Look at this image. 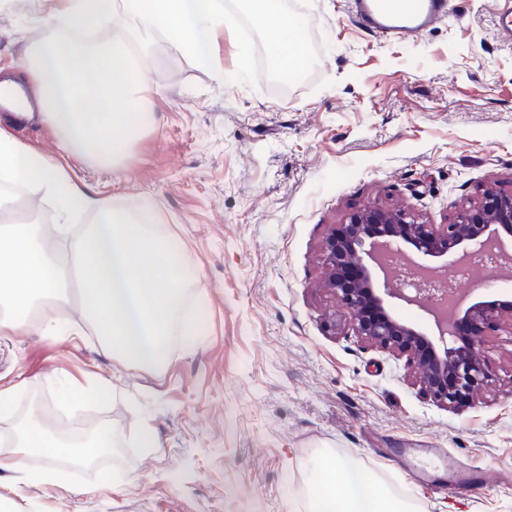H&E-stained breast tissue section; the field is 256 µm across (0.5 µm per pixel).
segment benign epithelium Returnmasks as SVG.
Returning a JSON list of instances; mask_svg holds the SVG:
<instances>
[{
	"mask_svg": "<svg viewBox=\"0 0 512 512\" xmlns=\"http://www.w3.org/2000/svg\"><path fill=\"white\" fill-rule=\"evenodd\" d=\"M512 239V191L484 189L447 224H426L402 209L371 203L348 215L323 247L327 288L349 310L353 329L370 344L406 358L421 391L460 411L474 405V395L493 383L479 336L512 319V303L478 301L456 304L443 313L430 280L475 254L504 257L503 237ZM406 246L417 254L442 258L438 265H415V295L393 288L396 277L382 256ZM415 305L430 315L437 339L399 318L394 302Z\"/></svg>",
	"mask_w": 512,
	"mask_h": 512,
	"instance_id": "7a95c632",
	"label": "benign epithelium"
}]
</instances>
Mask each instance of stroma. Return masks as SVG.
I'll use <instances>...</instances> for the list:
<instances>
[{
	"instance_id": "1",
	"label": "stroma",
	"mask_w": 512,
	"mask_h": 512,
	"mask_svg": "<svg viewBox=\"0 0 512 512\" xmlns=\"http://www.w3.org/2000/svg\"><path fill=\"white\" fill-rule=\"evenodd\" d=\"M218 64L156 34L140 63L154 120L120 167L66 155L61 134L0 112L21 142L66 158L116 205L147 201L157 232L192 262L168 363L136 369L81 336L0 337V452L37 414L111 428L112 450L58 485L23 487L13 512H307L313 467L338 456L417 512H512V335L489 333L494 374L457 413L424 396L404 358L372 346L323 283L334 225L371 202L450 221L480 189L512 190V38L493 15L512 0H452V15L414 38L366 29L346 0H284L303 28L305 65L276 79L271 36L245 0ZM43 26L34 9L0 8V74L16 75ZM512 260L461 277L463 297L511 300ZM109 383L106 400L61 403L60 383ZM434 448L476 471L423 488L393 456ZM116 487L100 485L102 472Z\"/></svg>"
}]
</instances>
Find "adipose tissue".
Here are the masks:
<instances>
[{"instance_id":"1","label":"adipose tissue","mask_w":512,"mask_h":512,"mask_svg":"<svg viewBox=\"0 0 512 512\" xmlns=\"http://www.w3.org/2000/svg\"><path fill=\"white\" fill-rule=\"evenodd\" d=\"M47 26L22 57L24 80L34 84L37 121L63 136L65 150L89 153L104 162L123 158L133 138L151 120L148 80L129 43L147 48L162 32L197 60L213 63L215 38L231 27L218 0H36ZM254 18L273 34L271 51L283 74L305 61L301 29L278 0H254ZM113 29L102 44L88 34ZM0 180L42 190L64 210L95 216L88 232L73 240L69 261L79 269L78 302L101 339L106 354L131 365L159 368L170 357V339L182 287L190 270L184 251L147 222L142 207L120 208L78 183L56 158L11 137L0 128ZM61 261L31 225L0 224V335H60ZM108 433L74 448L36 419L21 428L16 448L0 456V512L8 491L33 482L58 480L54 462L82 453L93 457L109 447ZM41 456L46 466L24 468L25 456ZM344 487L337 497L336 487ZM310 512H407L391 501L374 477L335 456L324 458L310 488Z\"/></svg>"}]
</instances>
